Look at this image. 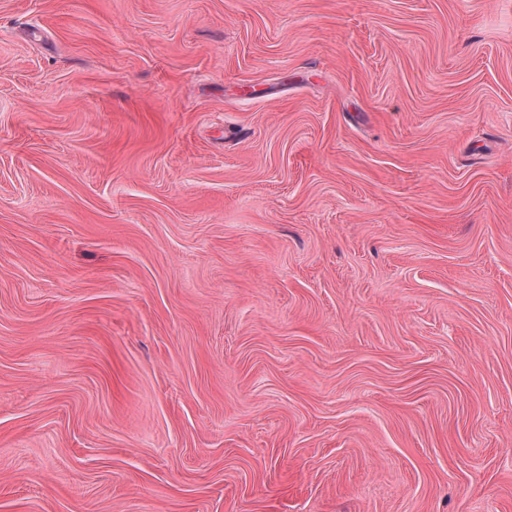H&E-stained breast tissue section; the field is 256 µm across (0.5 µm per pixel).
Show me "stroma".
<instances>
[{
	"label": "stroma",
	"mask_w": 512,
	"mask_h": 512,
	"mask_svg": "<svg viewBox=\"0 0 512 512\" xmlns=\"http://www.w3.org/2000/svg\"><path fill=\"white\" fill-rule=\"evenodd\" d=\"M0 512H512V0H0Z\"/></svg>",
	"instance_id": "35a3bbf8"
}]
</instances>
